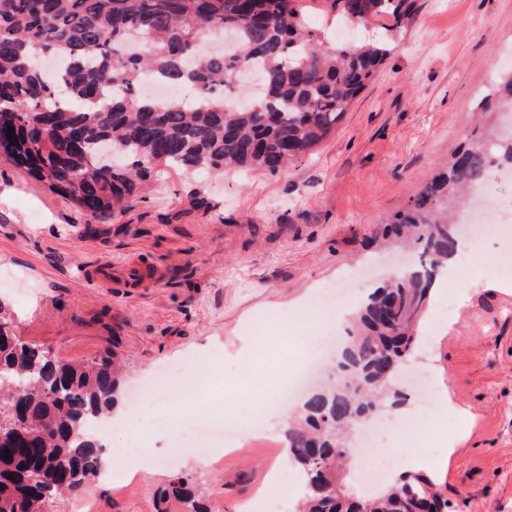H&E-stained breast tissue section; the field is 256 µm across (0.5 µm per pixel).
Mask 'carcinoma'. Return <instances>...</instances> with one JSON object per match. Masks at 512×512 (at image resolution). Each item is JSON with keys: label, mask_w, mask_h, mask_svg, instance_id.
Here are the masks:
<instances>
[{"label": "carcinoma", "mask_w": 512, "mask_h": 512, "mask_svg": "<svg viewBox=\"0 0 512 512\" xmlns=\"http://www.w3.org/2000/svg\"><path fill=\"white\" fill-rule=\"evenodd\" d=\"M304 0H0V150L68 198L89 223L117 220L162 165L186 175L277 172L309 154L376 78L416 0H321L336 20L384 35L332 43ZM65 58L60 85L41 57ZM259 63L256 104L229 106L232 77ZM146 75L200 93L146 99ZM477 108L512 106V69L497 72ZM14 128L8 136L7 126ZM512 165V138L487 128L462 146L382 225L373 242L418 254L407 278L376 288L352 317L337 369L344 383L313 392L288 421V453L303 483L301 512H448L435 479L401 473L359 494L346 474L352 425L403 404L396 378L419 343L438 270L455 254L451 225L468 190ZM121 379L110 351L80 364L21 341L0 304V512H45L98 479L104 444L85 429L108 416ZM10 458H4L5 454ZM161 500L211 512L189 474Z\"/></svg>", "instance_id": "obj_1"}]
</instances>
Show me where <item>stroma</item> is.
<instances>
[{"label":"stroma","mask_w":512,"mask_h":512,"mask_svg":"<svg viewBox=\"0 0 512 512\" xmlns=\"http://www.w3.org/2000/svg\"><path fill=\"white\" fill-rule=\"evenodd\" d=\"M380 76L356 98L312 155L276 173L228 171L197 179L164 172L126 214L86 223L72 202L0 159V303L23 341L81 364L112 351L124 376L114 406L170 364L220 374L190 417L244 425L231 396L269 403L311 350L309 324L280 326L305 299L347 281V311L413 254L369 250L370 235L404 210L437 165L470 138L478 93L495 62L512 58V0H419ZM267 314L289 336L270 360L260 343L243 360L245 325ZM412 367L440 389L434 407L455 418L422 470L449 512H512V288L488 268L435 288ZM284 412L268 414L270 448L243 445L210 472L192 454L116 484L86 488L97 512H159L158 491L177 473L200 483L217 512H239L260 492L280 448Z\"/></svg>","instance_id":"obj_1"}]
</instances>
